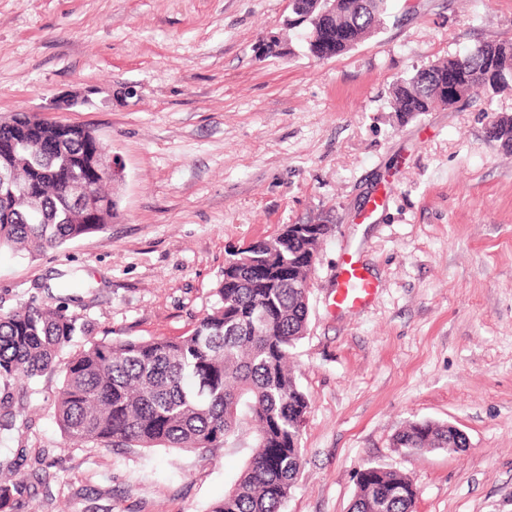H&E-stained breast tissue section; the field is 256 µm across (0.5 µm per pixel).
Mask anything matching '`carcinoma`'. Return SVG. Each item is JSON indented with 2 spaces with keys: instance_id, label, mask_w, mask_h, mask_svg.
<instances>
[{
  "instance_id": "1",
  "label": "carcinoma",
  "mask_w": 512,
  "mask_h": 512,
  "mask_svg": "<svg viewBox=\"0 0 512 512\" xmlns=\"http://www.w3.org/2000/svg\"><path fill=\"white\" fill-rule=\"evenodd\" d=\"M388 0H336V16L324 19L333 32L332 56L372 37L384 25ZM458 65L463 74L486 77L496 94L512 89V42H487L464 57H450L398 79L393 111L406 119L441 104L437 74ZM490 126L491 139L512 151V118ZM104 155L88 130L68 132L63 152L42 158L18 146L16 179L46 183L41 209L16 202L14 187L0 183V251L59 248L85 235L103 233L98 217L72 223L69 201L52 184L63 165ZM95 189L117 215L114 185ZM306 230L257 240L229 251V269L215 289L216 301L191 332L177 339L92 340L63 361L72 337L86 331L79 318L51 300L0 313V393L12 396L45 371L58 367L62 382L55 418L76 443L98 447L171 448L202 453L252 437V453L240 477L210 512H284L302 466V424L309 395L289 365L308 318L305 281L294 268L306 258ZM448 425L412 422L397 433L401 447L418 452L448 448ZM413 481L367 465L357 481L351 512H413Z\"/></svg>"
}]
</instances>
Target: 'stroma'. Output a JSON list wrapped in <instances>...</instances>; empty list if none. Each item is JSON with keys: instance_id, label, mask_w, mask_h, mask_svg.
<instances>
[{"instance_id": "35a3bbf8", "label": "stroma", "mask_w": 512, "mask_h": 512, "mask_svg": "<svg viewBox=\"0 0 512 512\" xmlns=\"http://www.w3.org/2000/svg\"><path fill=\"white\" fill-rule=\"evenodd\" d=\"M289 0H0V118L92 129L121 167L106 232L0 253V309L54 294L89 340L169 338L214 305L228 248L326 216L307 332L293 362L311 407L286 512H350L363 466L410 476L414 512H512V157L487 127L512 90L409 121L393 82L512 41V0H390L378 33L319 61L286 30ZM278 36L280 52L257 47ZM387 194L365 216L369 200ZM379 283L331 307L342 257ZM60 376L15 393L29 427L0 430L23 490L13 512H209L250 455L70 441ZM467 446L395 447L409 421Z\"/></svg>"}]
</instances>
